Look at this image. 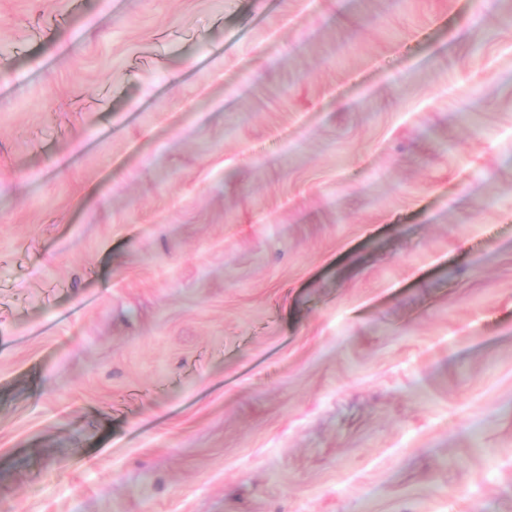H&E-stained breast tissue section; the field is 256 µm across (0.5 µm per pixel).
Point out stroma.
Returning <instances> with one entry per match:
<instances>
[{"instance_id":"35a3bbf8","label":"stroma","mask_w":512,"mask_h":512,"mask_svg":"<svg viewBox=\"0 0 512 512\" xmlns=\"http://www.w3.org/2000/svg\"><path fill=\"white\" fill-rule=\"evenodd\" d=\"M0 512H512V0H0Z\"/></svg>"}]
</instances>
